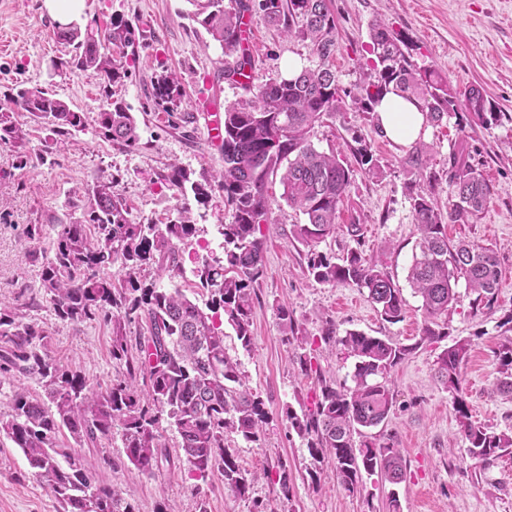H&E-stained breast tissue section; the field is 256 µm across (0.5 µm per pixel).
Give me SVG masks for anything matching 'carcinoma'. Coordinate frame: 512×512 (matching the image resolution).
<instances>
[{"label":"carcinoma","instance_id":"carcinoma-1","mask_svg":"<svg viewBox=\"0 0 512 512\" xmlns=\"http://www.w3.org/2000/svg\"><path fill=\"white\" fill-rule=\"evenodd\" d=\"M188 2L195 7L194 20L224 52V78L244 79L241 86L250 93L224 105V166L217 187L224 192L231 222L223 227L222 255L204 260L195 271L198 287L211 293L209 311L189 299L178 283L183 278L178 244L196 235L193 205L208 202L212 185L190 180L176 166L163 179L182 195L192 194L177 209L176 218L161 224L134 221L115 191L114 178L101 176L85 199L71 202L80 216L55 225L50 250L31 253L42 264V288L58 319L112 324V359L125 366V375L113 380L110 388L96 390L80 371L51 359L43 327L0 303V379L23 371L35 376L44 391L42 396L25 391L11 396L9 410L0 419V436L22 451L62 512H138L121 489L97 479L95 463L81 449L101 448L118 433L129 464L138 473L151 475L162 460L168 425L175 428L191 471L202 478L218 473L233 497L248 498L256 476L240 469L225 442L258 441L269 413L229 353L221 325L225 321L232 327L242 348L251 347L253 284L264 267L262 225L272 223L274 205L269 177L285 165L282 197L306 217V223L293 225L291 234L308 248L307 269L313 280L367 292L382 319L396 323L403 318V288L382 261L367 260L355 251L335 261L316 251L339 231L359 236L360 225L336 223L356 170L336 154L318 150L311 132L324 117L348 106L374 117L375 105L389 92L414 102L432 125L460 109L482 121L489 111L481 87L471 86L462 97L453 94L439 73L421 71L412 63L402 49V33L381 23L370 28L374 74L349 90L340 88L332 63L336 17L328 0ZM256 16L309 43L317 66L303 68L291 78L255 82L243 33ZM133 33L132 23L115 18L101 36L60 31V38L77 42L79 49L60 67L92 70L108 87L126 75L122 59L133 45ZM177 92V84L168 77L153 85V96L161 103L173 101ZM11 101L31 119L48 124L59 138H68L85 124L84 113L42 87L18 86ZM97 123L106 140L125 148L139 144L135 119L122 104L110 103L98 113ZM25 141L26 132L13 113L0 111V146L21 149ZM403 165L414 176L408 188L417 240L407 282L421 299V336L413 345L360 331L338 338L334 325L328 324L323 339L341 344L357 359L351 385L336 388L322 383L315 409L308 414L286 409L290 426L307 438L311 456L331 458L338 484L349 492L355 491L364 473L391 484L403 477L394 436L382 443L364 440L358 446L353 439L354 433L388 419L394 404L391 370L421 345L448 336L440 320L460 302L459 282L476 295L475 308L493 304L501 286L494 250L475 241H448L446 225L474 223L491 199L489 183L464 148L448 152L446 210L434 195L437 176L430 147L414 143ZM148 269L154 276H144ZM220 311L222 318L217 316ZM135 320L147 324L148 336L138 355L132 356L126 325ZM468 351L466 341L444 349L437 357L435 376L451 395L468 456L487 468L512 448V431L495 432L471 421L462 385ZM494 363L497 391L512 395V336L504 337L495 349ZM139 377L142 388L136 382ZM67 436L76 447L65 445Z\"/></svg>","mask_w":512,"mask_h":512}]
</instances>
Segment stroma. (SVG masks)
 Wrapping results in <instances>:
<instances>
[{
    "label": "stroma",
    "mask_w": 512,
    "mask_h": 512,
    "mask_svg": "<svg viewBox=\"0 0 512 512\" xmlns=\"http://www.w3.org/2000/svg\"><path fill=\"white\" fill-rule=\"evenodd\" d=\"M330 6L337 19L333 64L341 86L353 87L369 73V32L379 21L402 32L417 67L436 70L452 90L474 83L485 89L493 110L487 122L462 112L440 126H425L420 139L432 147L440 204L448 202L450 147L463 145L479 163L492 188L491 200L476 223L449 225L448 237L492 248L501 263V288L488 309L473 310L470 297H463L448 312L443 342L418 345L423 314L411 289L403 291L401 321L389 323L358 288L323 286L310 278L306 250L291 236L292 226L305 218L282 200L278 178H270L269 192L276 202L272 223L263 227L265 262L254 285L253 345L243 349L231 330L225 337L249 387L270 415L259 441L238 440L233 445L240 468L256 477L251 498L235 499L220 475L192 477L179 436L170 427L163 438L166 460L151 475L133 470L120 438L91 451L92 458L112 462L100 468V479L121 488L139 512H253L256 500L269 512H388L392 493L400 512H512V452L487 469L471 460L451 396L434 375L435 361L445 347L469 342L463 380L471 419L496 432L512 428V396L495 389L493 357L502 336L500 324L512 313V0H330ZM191 9L188 0H85L72 28L93 31L113 18L138 26L135 52L123 61L127 74L106 90L93 73L57 70V62L70 59L73 47L59 39L58 25L44 10L43 0H0V109L8 108L6 96L16 85H37L86 117L84 127L50 155L46 149L54 135L49 127L17 113L27 131L25 168L14 166L13 148L0 147V301L37 320L48 334V355L77 368L99 389L110 387L124 373L123 366L112 361L111 325L58 320L42 299L41 267L30 254L49 247L52 226L68 219L69 200L82 196L97 177H114L132 217L149 224L175 215L183 202L180 192L162 179L171 166H180L198 181L220 171V150L207 140L206 113L209 106L239 99L244 90L223 78L224 53L190 19ZM250 49L262 80L287 76L292 66L316 63L306 43L258 17ZM165 75L174 76L180 89L171 107L151 96L152 82ZM112 100L136 117L137 147L125 149L101 136L97 114ZM311 140L317 148L348 160L356 141L362 140L374 155L373 172L358 171L337 217L338 223L359 225V240L339 233L322 241L319 251L338 258L358 248L364 257L382 258L391 276L404 284L416 244L409 176L401 164L406 146L389 140L375 120L349 108L324 118ZM194 220L197 234L179 246L182 284L203 306L211 295L197 287L194 270L203 259L222 252V227L231 220L223 192L212 190L207 204L195 207ZM33 224L41 225V239L28 236ZM279 304L293 310L299 336L313 347L312 372L300 370L298 345L283 340L275 315ZM330 323L340 336L359 330L413 348L389 375L395 395L390 417L372 431L380 439L393 435L405 462L399 484L367 476L357 491L341 489L332 462L312 458L306 439L284 418L288 407L300 414L312 409L321 382L337 387L351 378L355 358L343 346L322 339ZM283 467L292 478L286 500L277 483ZM57 507L22 452L9 440H0V512H57Z\"/></svg>",
    "instance_id": "stroma-1"
}]
</instances>
